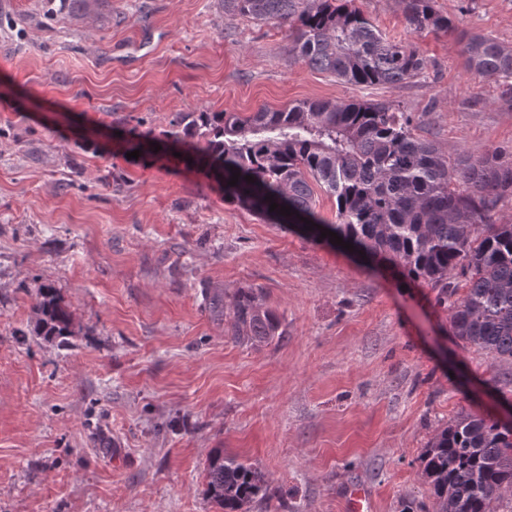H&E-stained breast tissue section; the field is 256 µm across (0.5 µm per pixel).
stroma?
Instances as JSON below:
<instances>
[{"label": "stroma", "mask_w": 512, "mask_h": 512, "mask_svg": "<svg viewBox=\"0 0 512 512\" xmlns=\"http://www.w3.org/2000/svg\"><path fill=\"white\" fill-rule=\"evenodd\" d=\"M430 61L397 87L293 60L288 26L221 0L0 6V512H222L207 466L261 470L249 512H435L420 457L461 414L512 408V362L452 333L436 289L364 268L237 204L174 154L134 162L116 131L163 136L179 112L304 99L392 102L449 159L512 155V100L468 72L461 32L512 46V0H433L449 32L410 33L401 0H355ZM73 315L33 332L40 288ZM254 289L280 334L254 347L202 287Z\"/></svg>", "instance_id": "stroma-1"}]
</instances>
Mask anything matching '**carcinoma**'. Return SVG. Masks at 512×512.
<instances>
[{"mask_svg":"<svg viewBox=\"0 0 512 512\" xmlns=\"http://www.w3.org/2000/svg\"><path fill=\"white\" fill-rule=\"evenodd\" d=\"M222 2L227 16L289 25L295 60L340 83L397 86L428 68L417 46L387 38L353 0ZM402 3L415 33L456 28L433 0ZM462 56L467 71L501 81L512 98L511 46L466 34ZM154 141L144 132L125 149L150 155ZM165 143L182 145L183 157L208 170L226 197L313 239L331 230L355 252L438 289L458 340L494 360L512 361V223L493 220L498 202L512 196V160L495 151L450 162L412 135L410 118L394 104L356 101L300 100L248 115L180 112ZM235 172L237 185L230 186ZM320 192L336 201L334 224L317 211ZM268 196L293 214L269 211ZM204 301L213 315H224V292L207 289ZM232 314V336L239 341L267 344L278 332V320L252 288L237 291ZM71 324L56 289H41L37 335L69 336ZM420 462L436 512H495L493 503L512 493V426L489 415H463L435 435ZM268 489L265 475L248 463L221 452L209 460L207 493L224 512H247Z\"/></svg>","mask_w":512,"mask_h":512,"instance_id":"obj_1","label":"carcinoma"}]
</instances>
